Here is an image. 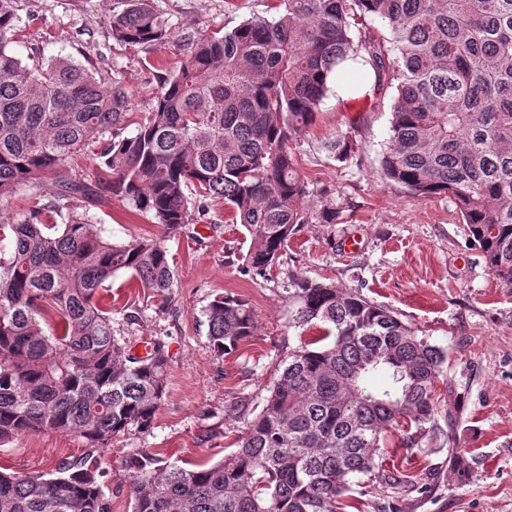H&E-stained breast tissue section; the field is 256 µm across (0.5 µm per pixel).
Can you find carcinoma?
Here are the masks:
<instances>
[{
    "label": "carcinoma",
    "mask_w": 512,
    "mask_h": 512,
    "mask_svg": "<svg viewBox=\"0 0 512 512\" xmlns=\"http://www.w3.org/2000/svg\"><path fill=\"white\" fill-rule=\"evenodd\" d=\"M278 17L222 36H182L184 60L137 132L120 82L68 59L15 56L18 0H0V199L40 173L77 170L46 207L0 223V443L44 430L105 449L149 428L167 394L162 341L144 356L112 333L100 292L120 275L165 310L177 283L168 238L224 201L251 243L239 271L264 276L306 224L336 204L306 208L290 146L315 121L331 76L348 62L393 90L385 178L409 193L451 197L473 245L512 287V0H279ZM388 25L377 36L371 22ZM124 45L174 38L151 0H126L109 19ZM338 162L350 142L326 145ZM103 190L149 217L153 237L102 236L85 200ZM298 326L322 335L288 355L237 449L190 469L143 452L126 461L132 512H346L353 478L411 476L383 467L387 432L411 448L430 432L450 443L469 477L454 426L438 427L435 384L447 353L392 309L331 278L292 280ZM213 349L230 355L257 335L249 303L218 295L206 310ZM383 374L382 386L373 378ZM93 462L45 479L0 471V512H111Z\"/></svg>",
    "instance_id": "cac0c4a2"
}]
</instances>
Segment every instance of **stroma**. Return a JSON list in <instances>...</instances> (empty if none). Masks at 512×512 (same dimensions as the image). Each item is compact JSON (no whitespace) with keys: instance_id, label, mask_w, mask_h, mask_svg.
I'll list each match as a JSON object with an SVG mask.
<instances>
[{"instance_id":"stroma-1","label":"stroma","mask_w":512,"mask_h":512,"mask_svg":"<svg viewBox=\"0 0 512 512\" xmlns=\"http://www.w3.org/2000/svg\"><path fill=\"white\" fill-rule=\"evenodd\" d=\"M22 33L12 46L27 58L71 57L120 81L133 103L126 135L154 102L165 77L179 66L181 50L130 47L115 42L108 18L124 0H22ZM275 0H152L178 35L224 34L246 20L275 14ZM370 67L353 65L331 87L312 127L296 135L292 148L307 185L306 202L319 209L323 197L336 202V221L308 224L297 233L266 276H241L238 264L250 238L229 223L223 204L186 225L168 240L177 286L165 311L116 278L100 303L112 311V331L133 353L163 341L169 353L167 394L151 429L132 430L109 449L89 452L78 438L55 431L21 437L0 446V467L51 476L58 468L97 463L112 512H132L126 460L148 450L185 463L219 460L262 409L278 366L318 327L296 326L290 277L328 276L368 300L397 312L401 320L448 354L437 386V420L446 425L459 407L456 444L470 469L459 481L447 446L423 436L418 446L388 454L390 468L409 473L411 484L382 489L356 477L352 495L358 512H512V288L503 286L471 244L448 196L416 197L384 178L380 154L390 137L391 96L373 94ZM347 136L355 156L340 163L327 142ZM71 167L44 174L38 190H17L0 207V222L22 220L53 200ZM102 235L114 241L156 234L148 218L120 198L89 200ZM248 300L259 322L257 336L231 355H218L208 340L206 309L216 295ZM140 310L126 319L127 306Z\"/></svg>"}]
</instances>
